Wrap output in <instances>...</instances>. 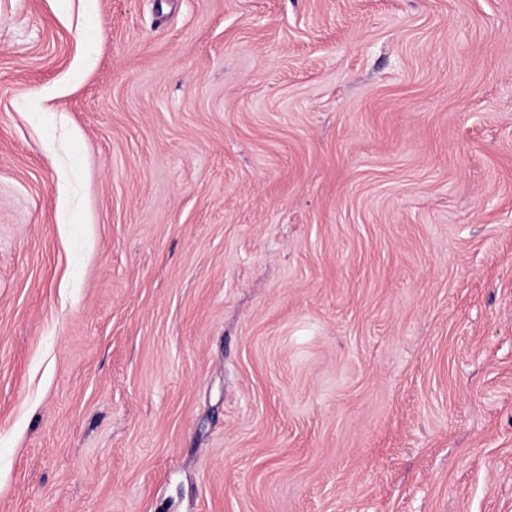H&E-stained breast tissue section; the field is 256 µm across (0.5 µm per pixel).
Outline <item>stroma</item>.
Segmentation results:
<instances>
[{"label": "stroma", "instance_id": "35a3bbf8", "mask_svg": "<svg viewBox=\"0 0 512 512\" xmlns=\"http://www.w3.org/2000/svg\"><path fill=\"white\" fill-rule=\"evenodd\" d=\"M0 512H512V0H0Z\"/></svg>", "mask_w": 512, "mask_h": 512}]
</instances>
